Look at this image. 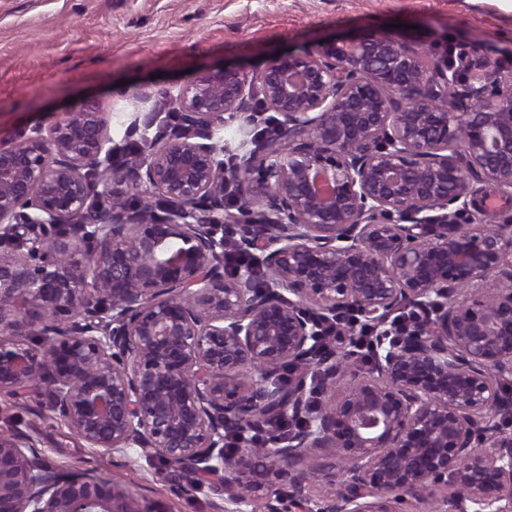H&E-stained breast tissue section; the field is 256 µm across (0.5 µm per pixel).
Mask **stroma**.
<instances>
[{
    "label": "stroma",
    "instance_id": "obj_1",
    "mask_svg": "<svg viewBox=\"0 0 512 512\" xmlns=\"http://www.w3.org/2000/svg\"><path fill=\"white\" fill-rule=\"evenodd\" d=\"M370 28L512 70L506 0H0V140L93 99L108 114L112 153L121 158L128 125L160 90L224 66L260 69ZM16 430L36 439L53 471L114 480L145 512L237 510L141 450L89 447L38 396L1 393L0 432Z\"/></svg>",
    "mask_w": 512,
    "mask_h": 512
}]
</instances>
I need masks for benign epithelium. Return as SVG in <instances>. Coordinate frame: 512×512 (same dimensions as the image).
<instances>
[{"label":"benign epithelium","instance_id":"benign-epithelium-1","mask_svg":"<svg viewBox=\"0 0 512 512\" xmlns=\"http://www.w3.org/2000/svg\"><path fill=\"white\" fill-rule=\"evenodd\" d=\"M487 72L369 29L164 90L121 165L96 101L19 133L0 393L264 512H512V215L473 189L512 195V73ZM0 512L152 510L17 431Z\"/></svg>","mask_w":512,"mask_h":512}]
</instances>
